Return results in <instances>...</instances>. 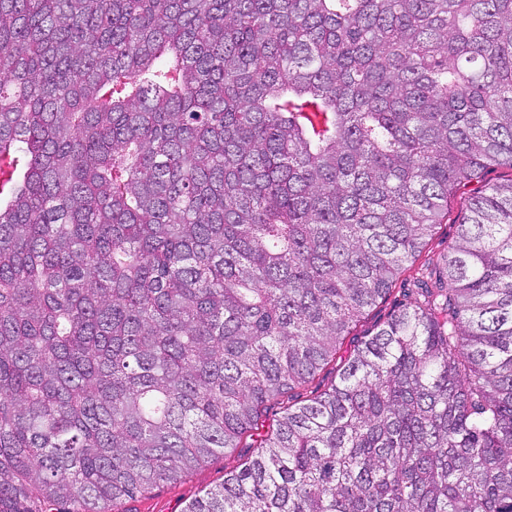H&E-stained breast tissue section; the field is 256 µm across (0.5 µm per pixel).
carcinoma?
Listing matches in <instances>:
<instances>
[{
  "mask_svg": "<svg viewBox=\"0 0 512 512\" xmlns=\"http://www.w3.org/2000/svg\"><path fill=\"white\" fill-rule=\"evenodd\" d=\"M492 166L512 0H0V512H512V179L341 354ZM511 176L512 170L509 168L492 167L479 179V182H472L456 189L448 198L447 217L442 220V224H437L434 227L428 239V244L419 260L413 266L407 267V270L401 275L400 279L393 285L392 291L383 300H380L375 307L369 309L361 322L353 326L351 336H348L346 339L344 348H349L350 338L357 337L360 339L368 335L377 325L385 322L393 311L409 302L411 294H409L410 291L407 288H414L412 277L415 276V273L428 256L437 257L448 252V245L455 240L457 224H459L462 218L468 201L477 195L484 185L503 181V179H509ZM256 448H235L218 455L187 478L161 484L151 494L129 500L121 505L123 512H183L190 500L224 482V473L244 462ZM227 467V469H225Z\"/></svg>",
  "mask_w": 512,
  "mask_h": 512,
  "instance_id": "carcinoma-1",
  "label": "carcinoma"
}]
</instances>
